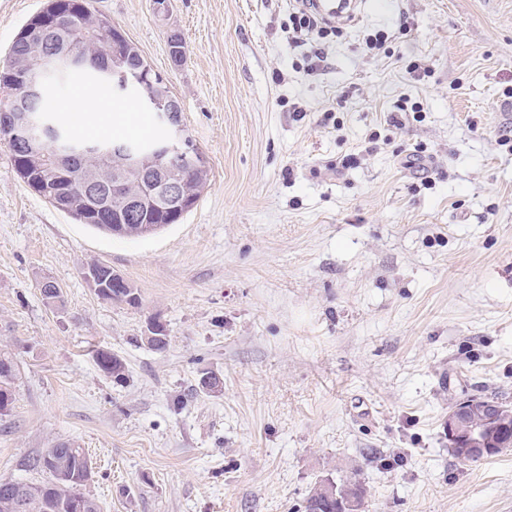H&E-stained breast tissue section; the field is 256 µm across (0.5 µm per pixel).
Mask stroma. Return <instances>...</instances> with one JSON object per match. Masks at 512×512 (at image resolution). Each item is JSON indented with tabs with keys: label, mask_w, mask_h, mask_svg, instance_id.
Masks as SVG:
<instances>
[{
	"label": "stroma",
	"mask_w": 512,
	"mask_h": 512,
	"mask_svg": "<svg viewBox=\"0 0 512 512\" xmlns=\"http://www.w3.org/2000/svg\"><path fill=\"white\" fill-rule=\"evenodd\" d=\"M44 3L0 0V58ZM94 6L168 78L210 180L180 223L123 238L31 191L0 141V477L73 440L102 512H298L353 477L368 512H512V450L464 462L442 427L468 397L512 403V0H363L319 60L290 42L296 0ZM51 102L79 139L159 133L80 77ZM407 102L422 119L387 126ZM95 263L138 303L98 297ZM15 366L13 357L7 352L0 351V416H6L11 410L10 406L13 403L11 384L16 377Z\"/></svg>",
	"instance_id": "stroma-1"
}]
</instances>
